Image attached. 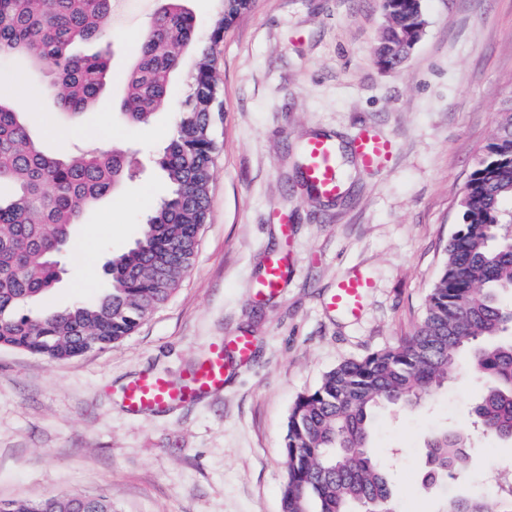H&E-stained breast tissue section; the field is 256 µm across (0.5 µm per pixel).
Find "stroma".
Instances as JSON below:
<instances>
[{"instance_id":"obj_1","label":"stroma","mask_w":512,"mask_h":512,"mask_svg":"<svg viewBox=\"0 0 512 512\" xmlns=\"http://www.w3.org/2000/svg\"><path fill=\"white\" fill-rule=\"evenodd\" d=\"M160 0H117L104 103L75 120L36 94L49 73L24 58L0 62V88L50 152L123 150L135 178L89 210L59 256L44 308L100 295L104 265L141 235L144 214L169 193L155 160L167 146L172 109L146 127L118 115L136 37ZM427 27L398 70L375 50L383 0H254L215 48L222 111L210 217L176 292L123 341L68 360L0 346V502L61 493L103 496L112 512H280L287 479L283 444L298 395L338 363L398 343L416 329L459 201L497 133L512 93V0H422ZM365 126L394 141L380 169L348 151ZM74 130L60 141L58 134ZM337 140L344 190L315 199L297 159L309 138ZM288 214L289 232L274 216ZM287 253L292 273L258 295L264 260ZM366 273L372 288L359 318L329 306L338 280ZM250 336L248 361L227 355L223 392L161 414L130 415L126 383L155 372L177 383L208 346ZM480 383L449 381L426 403L386 408L371 446L390 465L398 512H443L441 487L422 484L435 431L466 427ZM474 493L512 471V442L475 435Z\"/></svg>"}]
</instances>
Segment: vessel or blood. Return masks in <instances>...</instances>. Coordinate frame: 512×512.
Returning a JSON list of instances; mask_svg holds the SVG:
<instances>
[{"mask_svg":"<svg viewBox=\"0 0 512 512\" xmlns=\"http://www.w3.org/2000/svg\"><path fill=\"white\" fill-rule=\"evenodd\" d=\"M354 151L364 167L378 168L388 162L393 154L392 142L371 129H361L354 141ZM336 143L330 138H316L305 147V173L317 192L325 197L338 196L342 191L341 172L336 166ZM288 276V266L283 258H269L264 278L260 282L263 291L273 292L281 288ZM371 283L361 275L353 274L341 279L332 298V306L349 316L361 311ZM240 359H247L252 351L249 337H237L228 346ZM224 344L210 346L208 355L201 360L182 383L171 384L156 374H144L127 384L124 389V406L127 411H164L177 405L188 404L201 396L222 391L227 368L224 363Z\"/></svg>","mask_w":512,"mask_h":512,"instance_id":"1","label":"vessel or blood"}]
</instances>
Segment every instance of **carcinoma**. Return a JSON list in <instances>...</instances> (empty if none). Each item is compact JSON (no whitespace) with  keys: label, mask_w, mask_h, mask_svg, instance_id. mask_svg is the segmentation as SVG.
I'll return each mask as SVG.
<instances>
[{"label":"carcinoma","mask_w":512,"mask_h":512,"mask_svg":"<svg viewBox=\"0 0 512 512\" xmlns=\"http://www.w3.org/2000/svg\"><path fill=\"white\" fill-rule=\"evenodd\" d=\"M185 0H165L135 51L120 116L130 127L149 125L168 107V84L181 53L192 44L196 64L185 105L158 164L170 193L148 215L143 233L105 265L110 287L94 300L64 310L34 307L58 281V254L71 228L98 201L131 177L123 151L89 148L49 154L33 140L22 113L0 96V345L54 360L80 348H103L131 335L164 304L193 264L202 226L209 220L219 112L215 44L253 0H221L210 38L199 37ZM113 0H0V59L18 56L51 73L42 95H54L66 114L96 107L110 79L103 53L80 55L78 43L109 36ZM392 19L377 53L385 67H400L412 46L415 5H384ZM512 119L483 150L461 201L462 223L448 238L440 276L427 296L414 333L398 344L339 363L291 408L285 436L288 480L281 512H395L386 465L370 448L378 411L413 409L468 370L481 380L473 423L489 436L512 438ZM471 355L468 366L459 356ZM464 433L446 430L427 444V480L456 487L468 474ZM0 512H112V503L81 494L10 502ZM446 512H512V486L493 493L448 497Z\"/></svg>","instance_id":"obj_1"}]
</instances>
